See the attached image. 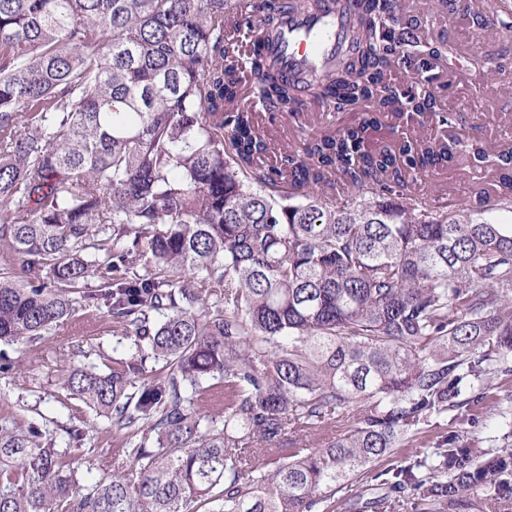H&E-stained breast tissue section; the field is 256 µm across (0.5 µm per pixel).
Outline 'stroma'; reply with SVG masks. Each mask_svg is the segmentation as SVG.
I'll list each match as a JSON object with an SVG mask.
<instances>
[{
  "label": "stroma",
  "mask_w": 512,
  "mask_h": 512,
  "mask_svg": "<svg viewBox=\"0 0 512 512\" xmlns=\"http://www.w3.org/2000/svg\"><path fill=\"white\" fill-rule=\"evenodd\" d=\"M406 42L422 39L424 34H437L450 41L457 56L465 61L481 59L485 65L512 72V31L492 33L482 5L467 11L457 4L443 7L436 16L422 15L417 7L397 13L393 23ZM441 109L460 117V126L486 144L512 142V93L506 83L487 88L471 80L447 88H434ZM370 107L360 104L342 112H327L317 103H310L304 112L271 114L258 110L262 129L274 132L278 140L298 148L311 138L331 135L350 123L364 118ZM85 336L60 328L38 344H16L8 347L15 369L9 377L0 378V415L32 409L61 424L84 425L87 436L82 447L71 454L80 470L100 475L112 469V436L106 419L94 416L76 400L67 398L57 385V371L66 363L93 365ZM485 396L470 412L468 424H459L454 417H445L440 428L420 434L414 446L395 449L377 465L389 470L407 465L418 452L434 453L441 437L461 434L465 443L479 449L501 448L497 423L501 412H512V377L491 378Z\"/></svg>",
  "instance_id": "stroma-1"
}]
</instances>
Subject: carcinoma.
Here are the masks:
<instances>
[{
	"instance_id": "obj_1",
	"label": "carcinoma",
	"mask_w": 512,
	"mask_h": 512,
	"mask_svg": "<svg viewBox=\"0 0 512 512\" xmlns=\"http://www.w3.org/2000/svg\"><path fill=\"white\" fill-rule=\"evenodd\" d=\"M279 0H0V346L110 320L100 365L59 387L112 426V473L87 479L85 431L0 418V512H326L356 479L415 512L512 503V452L447 447L372 463L475 388L512 376V146L463 132L365 143L390 115L452 126L386 76L395 0H356L353 56L309 83L372 110L299 150L270 112L292 80L232 31ZM466 156L496 189L471 200L421 178ZM275 157L269 165L266 159Z\"/></svg>"
}]
</instances>
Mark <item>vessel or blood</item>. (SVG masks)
Listing matches in <instances>:
<instances>
[{
  "label": "vessel or blood",
  "mask_w": 512,
  "mask_h": 512,
  "mask_svg": "<svg viewBox=\"0 0 512 512\" xmlns=\"http://www.w3.org/2000/svg\"><path fill=\"white\" fill-rule=\"evenodd\" d=\"M353 0H318L317 8L281 7L262 49L277 69L305 85L309 76L330 68L348 51Z\"/></svg>",
  "instance_id": "b4317fda"
}]
</instances>
